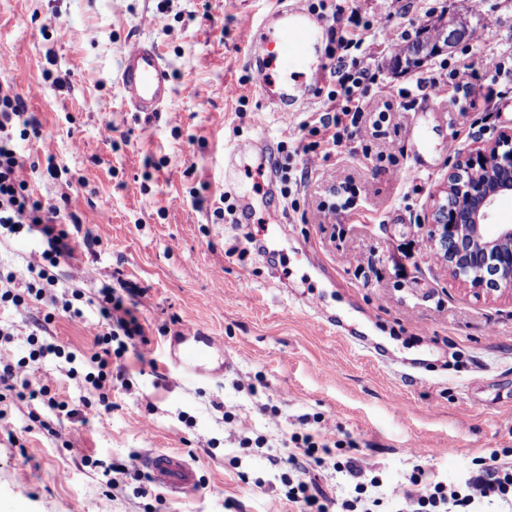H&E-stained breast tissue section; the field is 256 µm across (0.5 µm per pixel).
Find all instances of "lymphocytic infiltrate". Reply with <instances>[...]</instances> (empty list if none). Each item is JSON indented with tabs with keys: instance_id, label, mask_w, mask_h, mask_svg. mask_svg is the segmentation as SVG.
<instances>
[{
	"instance_id": "1",
	"label": "lymphocytic infiltrate",
	"mask_w": 512,
	"mask_h": 512,
	"mask_svg": "<svg viewBox=\"0 0 512 512\" xmlns=\"http://www.w3.org/2000/svg\"><path fill=\"white\" fill-rule=\"evenodd\" d=\"M337 44L341 49L358 51L350 62L340 64L337 70L339 89L328 94L329 99H341V107L319 118L320 125L330 130L332 140L338 143L343 132H361L365 122L364 102L376 75L366 63L372 49L367 46L365 37H341ZM18 125L33 130L38 127L27 112L24 98L0 89V235H14L24 228H35L46 237L49 248L43 251L41 262H27L25 268L0 276V304L9 302L21 307L27 301L35 300L69 318L79 319L83 316L82 310L59 298L56 293L58 280L50 272L61 258L72 254L69 232L58 222L61 206L57 203L45 205L30 197L27 183L21 177L24 160L14 145L13 129ZM147 297L148 291L144 288L128 296L109 287L99 290L97 306L103 323L94 336L95 350L89 358L92 370L85 380L97 390L101 405L110 403L113 358L122 357L126 339L145 334L137 310ZM13 339L9 329L0 327V386L8 391L27 392L30 400L50 411H67V403L58 400L49 380L31 379L25 360L16 361L2 354V346L12 343ZM335 436L331 426H322L317 435L295 438L296 453L283 459L290 470L283 479L285 495L289 502L297 505L298 512H330L331 500L325 497L316 482L306 480L305 475L309 465L322 467L327 464L333 455L331 445ZM479 465V470L464 488L428 482L420 494L414 495L395 485L389 489L387 498L396 503L397 512H474L486 502L512 503V468L500 466L493 456L480 460Z\"/></svg>"
}]
</instances>
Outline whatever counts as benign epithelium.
<instances>
[{
  "label": "benign epithelium",
  "mask_w": 512,
  "mask_h": 512,
  "mask_svg": "<svg viewBox=\"0 0 512 512\" xmlns=\"http://www.w3.org/2000/svg\"><path fill=\"white\" fill-rule=\"evenodd\" d=\"M512 193V132L458 161L437 205L431 240L450 276L476 292H512V224L490 223L501 195Z\"/></svg>",
  "instance_id": "obj_1"
}]
</instances>
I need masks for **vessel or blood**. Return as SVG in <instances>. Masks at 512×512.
<instances>
[{"label": "vessel or blood", "mask_w": 512, "mask_h": 512, "mask_svg": "<svg viewBox=\"0 0 512 512\" xmlns=\"http://www.w3.org/2000/svg\"><path fill=\"white\" fill-rule=\"evenodd\" d=\"M327 32V23L318 13L277 4L266 13L251 38L247 62L265 98L284 116L298 111L300 104L309 102L313 95L315 83L326 69L322 44ZM120 84L125 104L147 118L157 116L173 93L168 65L155 46L144 41L134 43L124 55ZM228 156L225 182H232L234 170L251 161L257 164V176L270 183L275 181L271 141L260 138L234 142ZM251 198L247 191L238 196L236 222L252 230L263 261L275 260L281 254L275 229L270 224H255L256 209ZM217 348L213 341L189 344L170 352L169 358L181 377L193 380L210 375L212 353ZM143 464L150 479L171 492L185 493L198 485L196 469L183 455L154 450L144 456Z\"/></svg>", "instance_id": "1"}]
</instances>
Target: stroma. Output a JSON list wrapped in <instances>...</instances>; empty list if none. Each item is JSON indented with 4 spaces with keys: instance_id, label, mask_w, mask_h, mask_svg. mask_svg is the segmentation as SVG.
Instances as JSON below:
<instances>
[{
    "instance_id": "1",
    "label": "stroma",
    "mask_w": 512,
    "mask_h": 512,
    "mask_svg": "<svg viewBox=\"0 0 512 512\" xmlns=\"http://www.w3.org/2000/svg\"><path fill=\"white\" fill-rule=\"evenodd\" d=\"M270 6L0 0V83L25 98L40 125L17 141L23 177L35 199L67 197L81 222L74 259L58 273L80 291L84 312L50 327L52 341L74 355L69 364L30 357L26 338L41 303L0 308L15 334L8 354L28 359L33 378H51L75 410L57 417L13 393L0 401V512H296L266 451L323 422L350 435L366 475L387 485L409 483L420 468L426 480L461 488L493 452L512 467V294L478 296L455 283L429 238L453 164L512 130V0H346L360 23L375 25L368 65L377 85L367 109L389 119L378 137L318 142L324 159L309 185L258 207L284 241L281 291L248 251L244 229L213 215L226 191L225 144L262 133L298 147L316 142L300 123L326 110L334 87L324 76L291 119L266 101L250 79L244 21L261 20ZM451 23L468 36L417 68L396 67L401 49ZM145 40L173 83L149 120L127 109L119 83L124 53ZM439 66L438 82L416 90L417 78ZM472 68L482 81H470ZM490 87L499 94L487 111H469ZM50 157L60 168L53 178ZM412 167L414 179L399 183L395 170ZM341 186L355 188V207L320 209ZM104 211L111 223H101ZM46 247L37 234L0 238V272L38 260ZM76 266L92 278L71 280ZM117 277L149 290L139 311L149 342L129 340L120 361L126 383L114 385L107 411L85 380L97 321L86 300ZM322 313L399 358L421 360L424 371L401 377L322 328ZM193 322L220 342L231 368L191 381L166 360ZM46 421L65 440L49 437ZM153 448L192 460L197 488L175 495L132 476L107 487L112 461H138Z\"/></svg>"
}]
</instances>
